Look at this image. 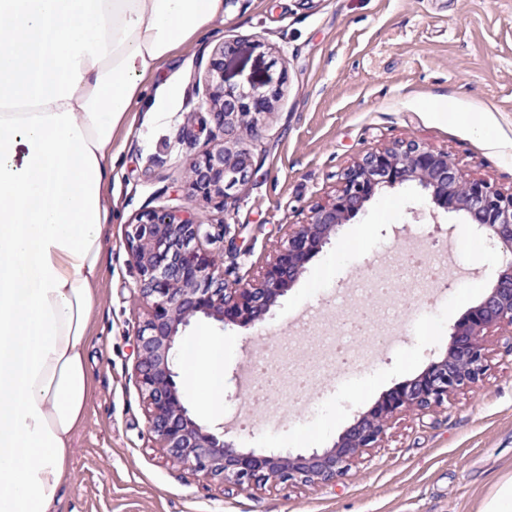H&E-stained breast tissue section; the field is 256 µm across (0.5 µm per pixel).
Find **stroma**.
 <instances>
[{"label":"stroma","mask_w":512,"mask_h":512,"mask_svg":"<svg viewBox=\"0 0 512 512\" xmlns=\"http://www.w3.org/2000/svg\"><path fill=\"white\" fill-rule=\"evenodd\" d=\"M223 42L233 47L224 58L226 85L274 88L278 97L257 130L239 126L226 137L227 147L254 157L248 186L225 201H204L189 195L185 167L214 143L199 132L197 117L208 61ZM171 74L176 95L154 112L155 92L147 90L132 108V128L116 133L117 212L103 232L87 356L91 392L57 512H478L512 475V353L501 330L483 339L488 367L475 389L391 418L378 446L363 450L336 483L239 492L170 461L148 433L134 379L135 332L146 308L125 227L160 207L199 224L234 225L224 250L235 253L237 275L253 278L291 225L306 223L368 151L415 139L447 152L467 177L512 191V0H231L223 21L181 48L158 76ZM460 113L473 123L458 122ZM421 193L414 182L376 192L261 325L225 329L198 318L182 331V347L203 334L224 342L230 397L222 407L202 414L196 395L180 388L198 424L223 429L247 450H324L382 394L444 355L452 326L485 296L503 254L476 239L463 215L414 220L410 209ZM433 241L447 274L427 293L412 281L397 284L392 299L409 314L395 336L377 341L374 360L332 371L319 409L285 408L243 429L246 366L280 340L294 363H304L342 311L368 307V297L352 292L355 277L397 265ZM339 291L347 295L342 308L334 302Z\"/></svg>","instance_id":"35a3bbf8"}]
</instances>
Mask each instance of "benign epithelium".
I'll use <instances>...</instances> for the list:
<instances>
[{
	"label": "benign epithelium",
	"mask_w": 512,
	"mask_h": 512,
	"mask_svg": "<svg viewBox=\"0 0 512 512\" xmlns=\"http://www.w3.org/2000/svg\"><path fill=\"white\" fill-rule=\"evenodd\" d=\"M230 46L214 48L208 65L205 127L224 132L245 124L258 127V116L273 110L278 89L224 85V56ZM249 152L214 144L186 169L188 192L203 200L224 198L246 185L252 174ZM416 181L424 190L414 218L438 211L462 213L472 220L477 239L503 252L512 251V193L464 175L448 153L417 141L365 153L341 177L334 197L311 211L307 223L288 234L258 278L230 279L204 248L224 242L227 224H196L166 209L142 214L128 225L126 245L138 274L146 319L135 336L134 375L146 400L149 433L166 456L241 491L266 485L329 484L341 478L364 448H373L390 418L410 408L425 411L448 402L457 391L475 387L487 367L483 337L509 328L512 353V258L492 275L485 297L459 320L448 336L445 356L421 374L380 397L330 449L307 455L244 451L224 436L204 430L183 405L177 386L176 339L193 319L212 318L222 326L247 327L263 322L278 297L317 255L336 227L354 217L376 191Z\"/></svg>",
	"instance_id": "obj_1"
}]
</instances>
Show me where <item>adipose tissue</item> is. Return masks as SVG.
<instances>
[{
  "label": "adipose tissue",
  "mask_w": 512,
  "mask_h": 512,
  "mask_svg": "<svg viewBox=\"0 0 512 512\" xmlns=\"http://www.w3.org/2000/svg\"><path fill=\"white\" fill-rule=\"evenodd\" d=\"M224 0H0V512H56L89 397L115 133ZM202 412L224 345L181 357Z\"/></svg>",
  "instance_id": "1"
}]
</instances>
